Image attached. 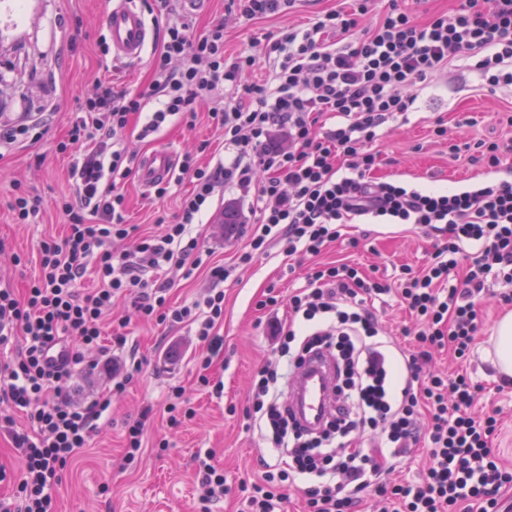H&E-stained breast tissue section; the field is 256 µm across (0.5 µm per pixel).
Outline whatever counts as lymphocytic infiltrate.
<instances>
[{"label":"lymphocytic infiltrate","mask_w":512,"mask_h":512,"mask_svg":"<svg viewBox=\"0 0 512 512\" xmlns=\"http://www.w3.org/2000/svg\"><path fill=\"white\" fill-rule=\"evenodd\" d=\"M369 3L358 0L355 10H329L307 27L282 29L268 47L269 79L246 82L242 76L255 59L225 57L223 24L196 32L175 18L172 0H162L167 19L147 85L131 92L100 84L79 104L59 143L72 158L75 184L74 196L58 203L68 232L42 242L40 273L23 294L0 289V404L8 407L0 429L22 461L15 493L0 498V512H57L65 468L87 447L113 392L141 372L140 362L122 358L129 338L116 328V354L103 364L113 392L86 406L63 393L76 367L102 351V321L115 301H128L146 322L194 326L201 368L223 349L226 271L194 227L228 186L253 194L258 213L259 230L240 256L245 263L273 242L289 257L319 256L353 222L416 224L445 236L429 266L405 272L398 290L421 324L412 353L391 354V341L381 337L365 305L366 297L389 294L390 286L364 279L354 266L318 265L308 288L290 297L293 316L308 329L272 326L280 356L297 367L308 355L331 353L343 381L331 419L315 431L282 403L277 367L258 370L246 416L265 427L283 456L252 483L243 512H277L284 483L299 480L307 512H357L368 489L383 501V512H457L467 501L480 512H500L512 470L492 448L496 413L474 414L482 386L470 376L448 380L426 366L446 348L461 358L470 352L480 329L475 299L487 275L512 284V180L452 192L378 182L371 146L384 124L413 108L416 88L462 54L473 58L488 91L512 86V70L505 68L512 61V0H461L455 11L425 23L398 0L376 15ZM228 86L235 90L229 103ZM206 101L233 160L202 162L205 142L186 151L179 175L193 189L181 198L175 223L132 238L122 186L136 154L122 139L125 130L140 123L143 141L170 125L193 127ZM325 116L335 125L321 134L317 125ZM51 128L44 112L1 121L0 150L39 141ZM128 239L133 248H125ZM463 261L467 275L451 281ZM170 266L187 279L208 272L213 286L191 304L168 306L171 282L160 273ZM368 435L374 439L369 452L362 448ZM422 438L426 469L417 480L393 481L397 460Z\"/></svg>","instance_id":"f902f5d3"}]
</instances>
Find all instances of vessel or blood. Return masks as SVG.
I'll return each instance as SVG.
<instances>
[{
    "instance_id": "vessel-or-blood-1",
    "label": "vessel or blood",
    "mask_w": 512,
    "mask_h": 512,
    "mask_svg": "<svg viewBox=\"0 0 512 512\" xmlns=\"http://www.w3.org/2000/svg\"><path fill=\"white\" fill-rule=\"evenodd\" d=\"M112 48L113 58L139 60L153 37L151 26L137 0H112L102 18ZM175 167L172 151L160 149L144 159L139 172L143 186L167 180ZM335 375L330 361L324 357L307 360L295 374L298 403L291 409L305 426L315 428L323 424L334 409Z\"/></svg>"
}]
</instances>
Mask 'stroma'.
<instances>
[{
  "label": "stroma",
  "instance_id": "obj_1",
  "mask_svg": "<svg viewBox=\"0 0 512 512\" xmlns=\"http://www.w3.org/2000/svg\"><path fill=\"white\" fill-rule=\"evenodd\" d=\"M338 0H297L289 11L248 20L231 10L229 0H210L206 12L192 17L196 30L215 23L224 25V52L233 57L247 52L257 59L245 80L264 78L272 66L267 56L270 36L291 24L309 21L336 8ZM109 0H0V118L9 120L39 112L53 115V133L36 143L14 147L0 161V287L22 289L39 270L38 254L43 240L63 237L66 220L56 210L57 197L71 193L69 155L57 144L68 130L78 104L100 81L136 89L149 79V60L120 61L102 54L98 44L105 32L100 17ZM417 100L406 115L386 126L372 150L377 164L371 172L379 181H403L424 190L450 191L489 178H505L504 169H492L453 154L455 144L485 140H512V89L497 93L483 90L466 57L449 62L444 73L417 88ZM447 128L446 137L434 136L435 123ZM127 141L137 156L166 147L177 153L202 140L210 141L224 161L233 151L207 112H200L194 129L167 127L156 140L141 142L136 130H128ZM22 185L37 200V223H13L9 204L15 185ZM192 188L190 181L172 184L169 195L156 199L142 187L137 176L125 184L126 220L139 233L156 234L161 222H173L179 199ZM238 206L242 222L228 235L217 221L225 203ZM209 223L199 225L205 246L215 261L224 263L230 275L223 284L224 323L220 334L224 349L207 373L209 385L198 381L199 347L193 329L185 324L130 323L137 356L143 371L121 394L113 395L112 411L100 419L91 434L89 448L71 462L59 490V512H239L241 482L260 479L264 463L276 462L258 427L246 417L249 392L257 370L278 357L270 337V325L289 317L288 299L308 285L310 259L282 254L273 245L254 255L249 264L239 257L256 227L251 200L234 189L215 198ZM436 240L411 224H350L339 240L329 243L322 261L348 263L372 279L396 283L403 268H425L435 251ZM20 255L14 265L12 255ZM503 283L487 279L476 303L481 329L466 362L450 354L435 356L432 370L447 375L467 371L484 390L480 408L500 412L502 430L494 443L503 466L512 469V388L499 389L500 378L486 351L491 329L506 306L500 300ZM276 296L267 305V296ZM380 327L394 336L406 351L415 346L418 326L398 297L383 295L369 300ZM223 384L215 394L214 384ZM180 385L195 410L192 419L170 428L165 398L170 386ZM152 407L147 429L148 448L137 464H123V434L143 407ZM213 451L214 462L226 477L223 497L210 505L200 500L199 455Z\"/></svg>",
  "mask_w": 512,
  "mask_h": 512
}]
</instances>
